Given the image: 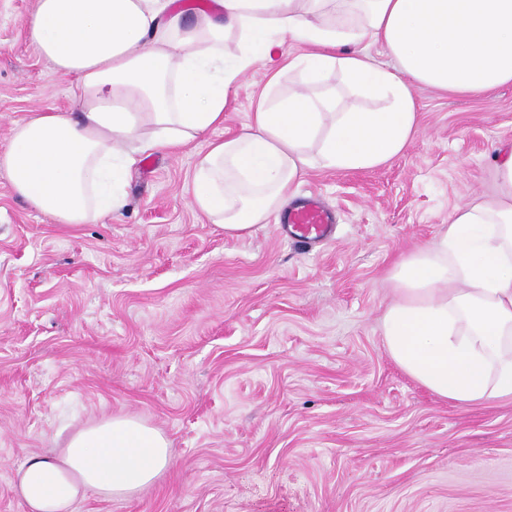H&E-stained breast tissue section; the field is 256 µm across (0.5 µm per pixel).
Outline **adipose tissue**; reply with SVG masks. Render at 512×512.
<instances>
[{
	"mask_svg": "<svg viewBox=\"0 0 512 512\" xmlns=\"http://www.w3.org/2000/svg\"><path fill=\"white\" fill-rule=\"evenodd\" d=\"M176 0H37L27 38L74 78L77 112L14 122L0 172L57 224L121 211L129 171L148 150L175 151L224 122L229 92L267 49L289 57L304 90L260 97L238 136L198 160L190 205L244 237L280 215L313 165L379 167L419 131L416 92L491 98L512 84V0H209L185 25ZM240 54L225 55V30ZM383 46L394 66L374 64ZM340 76L365 108L312 95ZM498 195L456 206L436 247L401 258L383 320L387 352L439 398L459 405L512 395V145L500 149ZM170 442L133 416L102 418L58 457L28 458L16 491L30 512H73L87 493L125 499L170 465Z\"/></svg>",
	"mask_w": 512,
	"mask_h": 512,
	"instance_id": "1",
	"label": "adipose tissue"
}]
</instances>
